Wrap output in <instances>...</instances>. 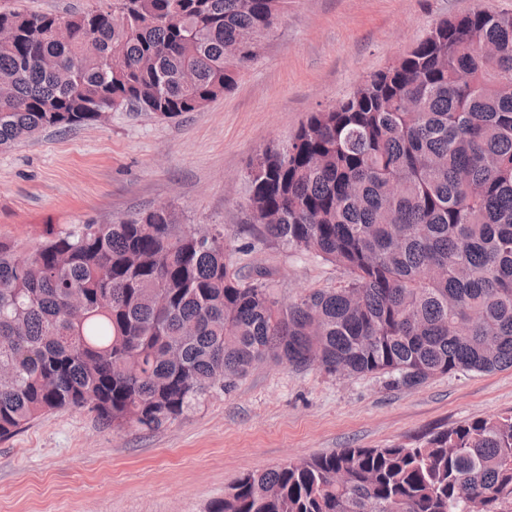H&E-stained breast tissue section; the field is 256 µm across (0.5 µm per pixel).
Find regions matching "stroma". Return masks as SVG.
Masks as SVG:
<instances>
[{
    "label": "stroma",
    "instance_id": "obj_1",
    "mask_svg": "<svg viewBox=\"0 0 512 512\" xmlns=\"http://www.w3.org/2000/svg\"><path fill=\"white\" fill-rule=\"evenodd\" d=\"M512 0H289L234 88L174 119L118 111L98 124L0 150V238L29 246L160 204L221 225L234 268L257 270L279 303L333 288L345 271L310 253L255 249L245 172L311 112L398 58L439 20ZM512 413V368L438 375L408 389L266 359L156 430L61 410L0 441V512H206L240 475L343 448L411 444L437 427Z\"/></svg>",
    "mask_w": 512,
    "mask_h": 512
}]
</instances>
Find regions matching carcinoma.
Segmentation results:
<instances>
[{
  "label": "carcinoma",
  "instance_id": "cac0c4a2",
  "mask_svg": "<svg viewBox=\"0 0 512 512\" xmlns=\"http://www.w3.org/2000/svg\"><path fill=\"white\" fill-rule=\"evenodd\" d=\"M288 0H112L0 11V149L130 108L174 119L232 90ZM68 31L57 37L55 27ZM255 244L343 268L280 307L224 228L154 208L0 239V439L53 411L156 429L273 356L407 388L512 367V13L440 20L251 159ZM512 512V414L418 443L250 471L207 512Z\"/></svg>",
  "mask_w": 512,
  "mask_h": 512
}]
</instances>
